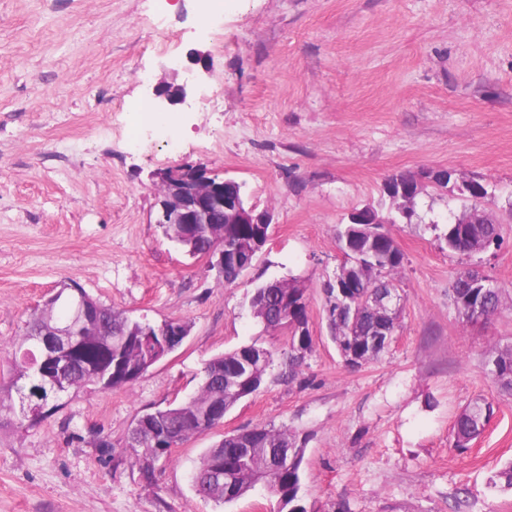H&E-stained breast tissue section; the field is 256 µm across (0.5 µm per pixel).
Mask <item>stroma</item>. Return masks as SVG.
I'll use <instances>...</instances> for the list:
<instances>
[{
	"label": "stroma",
	"instance_id": "35a3bbf8",
	"mask_svg": "<svg viewBox=\"0 0 512 512\" xmlns=\"http://www.w3.org/2000/svg\"><path fill=\"white\" fill-rule=\"evenodd\" d=\"M170 2L0 0V341L65 285L192 326L131 388L87 387L35 427L0 416V512H268L263 493L219 507L190 481L207 448L263 424L307 436L313 512H512V490L493 484L512 461V397L483 369L490 348L512 344V301L465 324L448 292L467 264L512 290V223L501 247L451 253L444 235L464 202L427 189L412 223L388 227L405 255L404 304L385 352L345 365L323 320L336 226L378 205L392 173L479 177L494 210L512 212V0H224L207 14ZM161 81L191 85V104L141 126L130 107ZM183 163L236 180L274 217L235 284L155 222L158 176ZM288 278L307 287L313 336L293 379L288 336L247 301ZM254 342L276 353L261 390L144 478L143 449L127 445L136 418L194 393L212 356ZM478 398L493 414L457 449L455 421Z\"/></svg>",
	"mask_w": 512,
	"mask_h": 512
}]
</instances>
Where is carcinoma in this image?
I'll return each mask as SVG.
<instances>
[{"label": "carcinoma", "mask_w": 512, "mask_h": 512, "mask_svg": "<svg viewBox=\"0 0 512 512\" xmlns=\"http://www.w3.org/2000/svg\"><path fill=\"white\" fill-rule=\"evenodd\" d=\"M470 182L454 183L450 192L457 193L466 202L463 214L473 209L484 212L481 224L448 222L444 239L448 251L470 256L494 244L501 245V218L492 209L495 189L490 184L480 185L481 193L470 192ZM251 224H203L191 231V237L182 248L200 254L217 244H229L249 239ZM336 245L342 262L335 276L342 271L353 274L352 287L338 292L335 280L325 284L326 325L330 337L343 361L357 359L356 366L377 358L386 348L375 342L377 333H396L400 327V313L380 314L363 301L379 288H397V274L403 266L404 254L394 238L386 231L376 235L361 224H347L336 231ZM489 277L474 267L461 268L454 279L450 294L459 318L467 323L488 321L495 317L506 297L502 287L489 289ZM307 289L295 278L277 279L253 289L249 297L252 315L268 330H277L283 319L296 323L289 333L288 376L296 377L303 366L306 353L295 349L301 343L312 350L313 338L308 326ZM81 298L90 301L95 316L87 324H79L81 346L79 358L65 367L66 386L57 392L38 383L37 366L46 349L40 334L47 319L67 324L71 309L65 303L49 302L35 309L26 321L24 332L11 340L12 357L16 371L15 381L25 385L15 389L0 387V411L12 408V394L24 395L28 388L38 396L42 406L57 400L63 394L77 392L98 382L111 389L130 388L153 366L154 345L132 334L140 321L79 290ZM274 364V352L256 343L218 354L204 363L203 377L197 391L180 402H172L154 410L160 428L166 430L176 445L199 434V426L212 414L215 406L231 409L239 401L252 396L265 383ZM485 367L500 391L512 397V346L495 347L485 357ZM493 413L492 406L477 400L457 417L454 426L455 447L465 449L484 431ZM132 439L146 448L149 456L157 458L167 449L155 446V437L132 432ZM307 438L286 427L259 425L243 430L240 435L226 438L208 449L191 475L196 495L221 506L231 503L261 486L276 499L277 512H308L302 504L301 489Z\"/></svg>", "instance_id": "obj_1"}]
</instances>
